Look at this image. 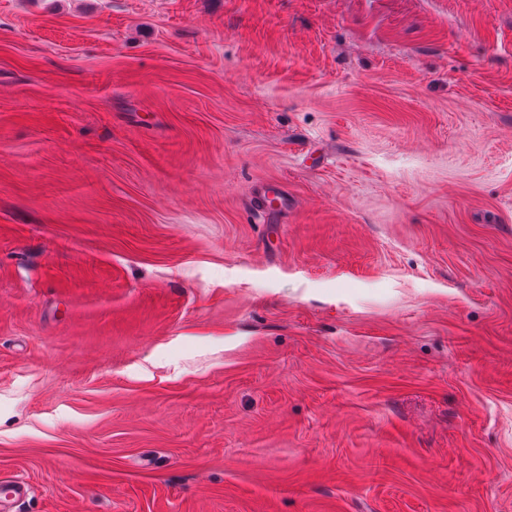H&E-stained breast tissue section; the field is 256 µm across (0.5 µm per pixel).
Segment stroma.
<instances>
[{
    "instance_id": "1",
    "label": "stroma",
    "mask_w": 512,
    "mask_h": 512,
    "mask_svg": "<svg viewBox=\"0 0 512 512\" xmlns=\"http://www.w3.org/2000/svg\"><path fill=\"white\" fill-rule=\"evenodd\" d=\"M15 478L512 512V0H0Z\"/></svg>"
}]
</instances>
